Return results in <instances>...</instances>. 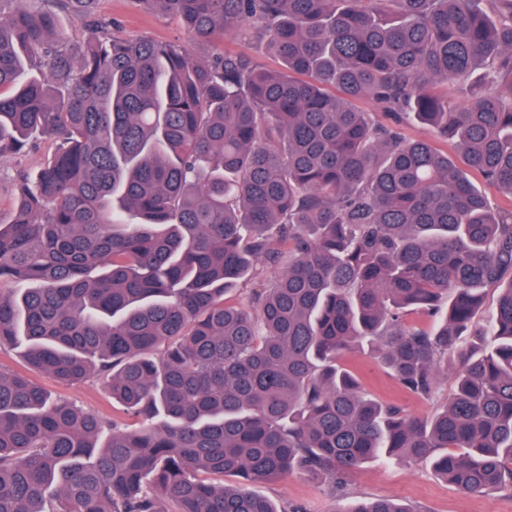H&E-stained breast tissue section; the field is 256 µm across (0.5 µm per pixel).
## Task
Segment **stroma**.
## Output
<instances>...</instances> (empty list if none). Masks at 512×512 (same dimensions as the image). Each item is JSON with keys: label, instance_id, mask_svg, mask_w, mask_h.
Returning a JSON list of instances; mask_svg holds the SVG:
<instances>
[{"label": "stroma", "instance_id": "obj_1", "mask_svg": "<svg viewBox=\"0 0 512 512\" xmlns=\"http://www.w3.org/2000/svg\"><path fill=\"white\" fill-rule=\"evenodd\" d=\"M100 15L111 19L119 30L131 38L146 37L160 41H185L180 23L170 17L145 11L137 0H99ZM53 148L50 143L33 144L27 151L0 160V221L9 222L14 212L13 184L21 171L38 168ZM357 376L363 392L376 400L393 403L405 412L430 418L452 393L453 380L459 367L456 357L442 365L438 390L434 398L422 399L404 390L383 367L376 349L363 345L350 351L344 359ZM0 369L24 375L43 385L53 397L78 407L95 411L113 420L120 428L137 425L96 379L77 385L53 382L33 369L20 347L0 350ZM259 494L272 500L285 512H342L351 503L376 498L399 499L420 507L422 512H512V493L496 492L473 497L435 476L425 461H407L380 456L353 472L345 485L332 486L328 477L307 472H293L257 485Z\"/></svg>", "mask_w": 512, "mask_h": 512}]
</instances>
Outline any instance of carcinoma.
<instances>
[{"instance_id":"1","label":"carcinoma","mask_w":512,"mask_h":512,"mask_svg":"<svg viewBox=\"0 0 512 512\" xmlns=\"http://www.w3.org/2000/svg\"><path fill=\"white\" fill-rule=\"evenodd\" d=\"M140 2L189 45L251 31L280 67L124 38L97 0H0V159L54 146L0 224V348L140 423L0 370V512H281L245 486L381 454L512 492V0ZM61 12L90 32L77 66ZM478 69L468 105L436 92ZM362 340L421 398L456 353L452 398L425 420L369 398L340 364ZM1 369L24 375L43 385L53 397L66 400L80 408L93 410L109 420H113L122 429H133L139 424L122 411L118 405L112 404V397L105 386L96 379L77 385H66L53 382L33 369L23 356L22 347H10L0 350Z\"/></svg>"}]
</instances>
